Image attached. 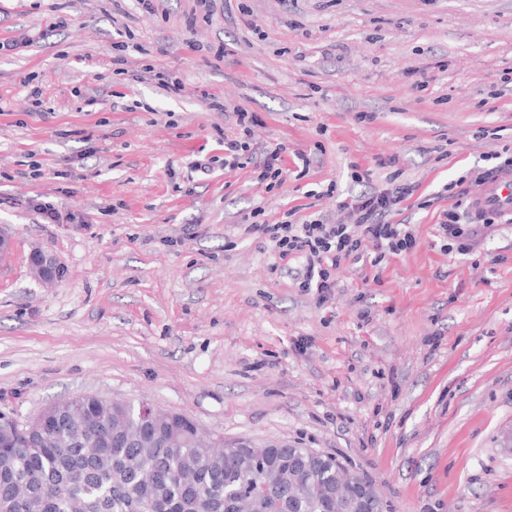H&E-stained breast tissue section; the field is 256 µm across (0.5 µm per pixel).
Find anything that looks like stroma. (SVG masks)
I'll use <instances>...</instances> for the list:
<instances>
[{
  "label": "stroma",
  "mask_w": 512,
  "mask_h": 512,
  "mask_svg": "<svg viewBox=\"0 0 512 512\" xmlns=\"http://www.w3.org/2000/svg\"><path fill=\"white\" fill-rule=\"evenodd\" d=\"M14 39L29 45L0 53V412L146 400L332 455L389 512H512V223L476 226L464 253L436 232L455 205L438 192L512 147V0H224L209 17L198 0H0ZM210 93L258 113L250 142L283 146V183L193 170L234 133ZM391 182L417 188L416 248L378 274L346 263L322 304L242 222L310 207L336 224ZM36 246L66 270L54 286L30 273Z\"/></svg>",
  "instance_id": "stroma-1"
}]
</instances>
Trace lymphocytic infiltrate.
Masks as SVG:
<instances>
[{
    "mask_svg": "<svg viewBox=\"0 0 512 512\" xmlns=\"http://www.w3.org/2000/svg\"><path fill=\"white\" fill-rule=\"evenodd\" d=\"M233 114L236 132L224 139V165L242 169L250 150L251 127L258 117L239 106L234 107ZM414 192V186L403 184L361 194L347 203L349 221L345 224H329L320 218L302 222L278 218L249 224L248 229L265 236L275 259L297 262L298 287L315 292L323 303L332 294L336 272L346 261L362 260L375 268L415 247L413 225L397 219L403 202Z\"/></svg>",
    "mask_w": 512,
    "mask_h": 512,
    "instance_id": "lymphocytic-infiltrate-1",
    "label": "lymphocytic infiltrate"
}]
</instances>
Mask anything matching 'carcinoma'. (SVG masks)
<instances>
[{
	"label": "carcinoma",
	"instance_id": "cac0c4a2",
	"mask_svg": "<svg viewBox=\"0 0 512 512\" xmlns=\"http://www.w3.org/2000/svg\"><path fill=\"white\" fill-rule=\"evenodd\" d=\"M107 415L117 430L89 452L59 434L67 420ZM292 454L284 441L199 438L185 417L148 422L135 403L82 394L67 418L51 411L31 433L0 432V512H335L336 465L307 455L290 468Z\"/></svg>",
	"mask_w": 512,
	"mask_h": 512
}]
</instances>
